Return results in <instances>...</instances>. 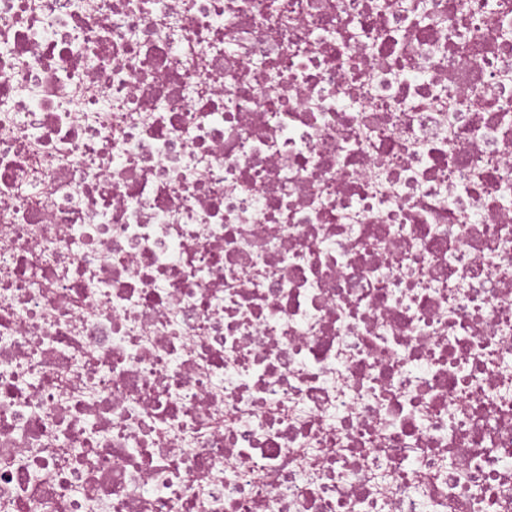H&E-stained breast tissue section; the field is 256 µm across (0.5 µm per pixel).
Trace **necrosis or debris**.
Segmentation results:
<instances>
[{
  "mask_svg": "<svg viewBox=\"0 0 512 512\" xmlns=\"http://www.w3.org/2000/svg\"><path fill=\"white\" fill-rule=\"evenodd\" d=\"M0 512H512V0H0Z\"/></svg>",
  "mask_w": 512,
  "mask_h": 512,
  "instance_id": "1",
  "label": "necrosis or debris"
}]
</instances>
